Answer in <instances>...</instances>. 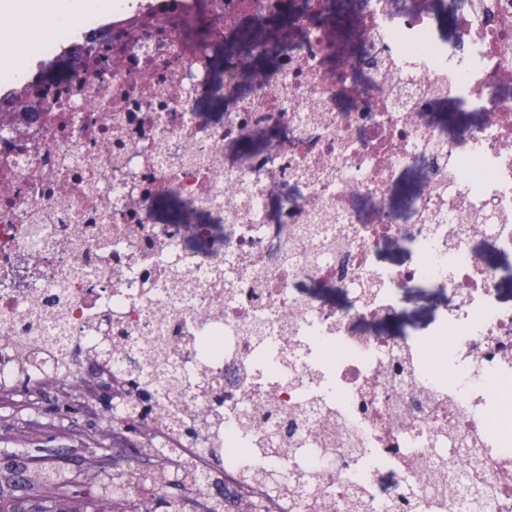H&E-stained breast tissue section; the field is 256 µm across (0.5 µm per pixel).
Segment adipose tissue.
Segmentation results:
<instances>
[{
    "instance_id": "obj_1",
    "label": "adipose tissue",
    "mask_w": 512,
    "mask_h": 512,
    "mask_svg": "<svg viewBox=\"0 0 512 512\" xmlns=\"http://www.w3.org/2000/svg\"><path fill=\"white\" fill-rule=\"evenodd\" d=\"M8 23L0 26V41L15 47L13 57L0 62V71L17 78L31 67L44 45L62 29L88 25L97 16L111 12L112 0H69L56 6L47 0L40 6L29 5L28 0H5Z\"/></svg>"
}]
</instances>
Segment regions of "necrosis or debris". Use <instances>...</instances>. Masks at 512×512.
<instances>
[{"instance_id":"obj_1","label":"necrosis or debris","mask_w":512,"mask_h":512,"mask_svg":"<svg viewBox=\"0 0 512 512\" xmlns=\"http://www.w3.org/2000/svg\"><path fill=\"white\" fill-rule=\"evenodd\" d=\"M134 3L93 23L117 33L166 19L126 43L123 67L47 80L86 42L67 31L24 80L0 82V109L31 97L47 113L0 126V335L24 347L0 356V383L41 376L46 345L81 352L105 315L125 331L127 359L164 339L157 385L175 371L223 388L224 425L203 445L223 450L225 484L276 470L301 480L299 512H323L312 488L336 512L354 495L365 512H396L410 492L416 512H467L478 471L497 489L489 512H512V310L495 303L497 275L471 246L480 234L512 248V105L488 94L512 85V0H462L468 51L456 62L425 11L364 0L357 16L327 20L326 0H300V34L277 70L253 69L261 42L226 62V84L245 90L218 122L191 106L209 80L183 40L196 0ZM213 4L216 35L243 39L280 19L285 0ZM100 87L106 106L80 111ZM450 98L482 112L481 125L444 129ZM272 124L282 140L239 152ZM413 165L427 178L399 218L387 197ZM166 194L185 203L181 223L150 222ZM386 245L412 248L414 263L377 264ZM417 280L448 292L444 324L422 346L374 329ZM317 285L352 300L328 303ZM295 411L305 417L293 450L268 454V431ZM448 458L459 482L433 497L414 464Z\"/></svg>"}]
</instances>
